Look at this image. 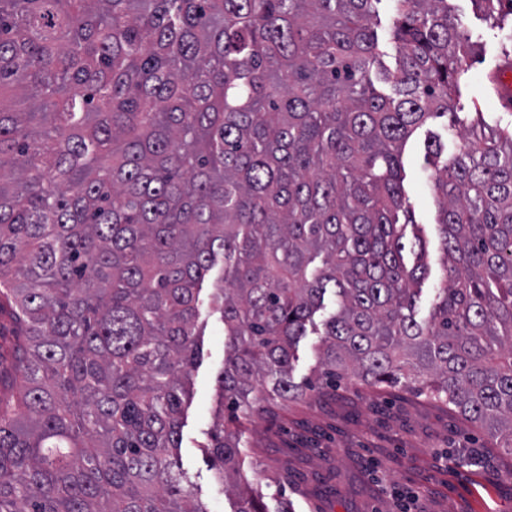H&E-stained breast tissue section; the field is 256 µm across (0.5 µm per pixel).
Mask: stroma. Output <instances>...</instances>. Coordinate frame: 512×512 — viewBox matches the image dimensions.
<instances>
[{
	"instance_id": "1",
	"label": "stroma",
	"mask_w": 512,
	"mask_h": 512,
	"mask_svg": "<svg viewBox=\"0 0 512 512\" xmlns=\"http://www.w3.org/2000/svg\"><path fill=\"white\" fill-rule=\"evenodd\" d=\"M453 8L477 48L454 102L459 124L483 115L491 125L512 126L491 83L506 68L512 29H499L471 0ZM446 119L418 129L403 162L405 194L417 224L432 231L437 204L425 162L428 132L444 134ZM200 357L191 374L185 410L182 462L209 512H232L236 495L212 480L201 447L218 405L217 377L224 366V324L201 314ZM260 387L257 413L240 434L245 457L241 481L263 497L268 512L289 503L292 512H399L403 496L423 490L424 512H512V455L494 438L444 402L404 388H380L355 378L322 383L288 402H274Z\"/></svg>"
}]
</instances>
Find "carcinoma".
Returning a JSON list of instances; mask_svg holds the SVG:
<instances>
[{
    "label": "carcinoma",
    "mask_w": 512,
    "mask_h": 512,
    "mask_svg": "<svg viewBox=\"0 0 512 512\" xmlns=\"http://www.w3.org/2000/svg\"><path fill=\"white\" fill-rule=\"evenodd\" d=\"M471 0L506 27L502 2ZM0 0V512H209L183 467L201 308L224 322L202 444L238 434L314 316L320 375L416 388L512 454V130L477 117L432 176L445 285L416 318L426 241L403 150L452 111L473 45L448 0ZM412 229V237L406 229ZM234 512H268L239 491ZM372 28L378 39V50L383 63L392 70L396 66V48L392 39V12L388 1L376 4V13L371 18Z\"/></svg>",
    "instance_id": "cac0c4a2"
}]
</instances>
